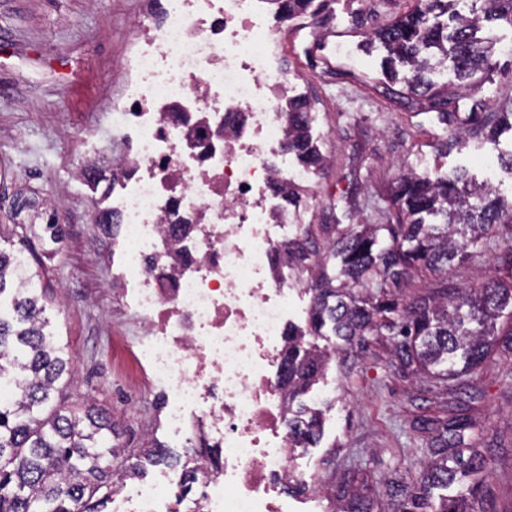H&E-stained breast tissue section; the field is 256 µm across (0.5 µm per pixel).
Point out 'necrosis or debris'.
Instances as JSON below:
<instances>
[{"label":"necrosis or debris","mask_w":512,"mask_h":512,"mask_svg":"<svg viewBox=\"0 0 512 512\" xmlns=\"http://www.w3.org/2000/svg\"><path fill=\"white\" fill-rule=\"evenodd\" d=\"M281 16L269 0H147L131 22L127 92L113 110L130 152L99 219L122 229L120 274L168 392L176 437L198 434L197 496L138 485L129 512H293L305 480L283 408L282 359L296 290L281 262L291 165L290 76L269 64Z\"/></svg>","instance_id":"1"}]
</instances>
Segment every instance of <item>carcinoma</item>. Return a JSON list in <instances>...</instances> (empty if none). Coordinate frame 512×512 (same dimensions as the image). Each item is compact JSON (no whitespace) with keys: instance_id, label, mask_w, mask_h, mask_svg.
<instances>
[{"instance_id":"1","label":"carcinoma","mask_w":512,"mask_h":512,"mask_svg":"<svg viewBox=\"0 0 512 512\" xmlns=\"http://www.w3.org/2000/svg\"><path fill=\"white\" fill-rule=\"evenodd\" d=\"M290 17L317 13L315 0H274ZM512 28V0H415V7L377 28L374 38L388 51L393 91L407 112L434 113L454 143L512 129V107L502 112L466 110L460 102L497 68L495 44L480 32L486 22ZM452 71L455 88L438 77ZM288 144L306 169L323 158L312 144V112L306 101L288 100ZM382 224H307L288 242L291 269L312 272L307 330H288L283 379L288 391V431L303 446L322 436L319 416L295 400L320 377L330 358L305 336H333L339 354L368 337L389 342L393 364L407 375L439 384L451 402L444 418L420 417L427 432V464L414 477L384 481L397 512H497L483 506L479 486L489 477L480 430L470 405L484 393L475 385L486 359L512 358V201L465 169L450 174L400 175L388 187ZM34 236L60 240L56 224H1L0 238ZM328 240L314 259L319 238ZM503 273L478 287L461 288L448 269L470 263L490 248ZM18 261L0 250V512H102L113 476L138 475L134 467L112 469V419L95 403L84 411L53 401L74 357L48 331L44 295L33 275L19 281ZM431 280L425 294L410 297L404 286L418 272ZM467 481L466 492L435 495ZM334 512H374L361 471L347 469L328 488Z\"/></svg>"}]
</instances>
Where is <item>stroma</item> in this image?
<instances>
[{"label":"stroma","instance_id":"1","mask_svg":"<svg viewBox=\"0 0 512 512\" xmlns=\"http://www.w3.org/2000/svg\"><path fill=\"white\" fill-rule=\"evenodd\" d=\"M144 0H0V224H38L39 201L59 215L63 235L55 250L38 238H0L36 274L48 299L45 314L75 363L62 389L67 404L90 400L112 414L111 436L120 466L153 443L185 457L168 430L167 394L144 385V360L128 345L143 328L123 298L109 257L115 241L101 236L94 216L112 189L72 180L85 154L112 140L108 100L120 99L131 49L130 22ZM414 0H329L327 20L304 19L281 29L275 60L287 68L314 117L312 137L328 164L304 184L295 222L378 224L371 197L384 193L404 169L449 173L464 168L512 196V171L497 155L512 150V133L497 144L468 139L441 151L444 127L435 115H414L386 97L382 44H368L375 28L408 12ZM492 81L478 87L464 107L502 111L512 101V52L498 57ZM487 388L471 415L482 431L491 474L486 488L499 512H512V361L493 359L476 377ZM322 413L324 436L302 449L307 484L298 489L297 512H330L321 484L347 468L361 470L374 488L375 512H390L381 481L417 475L426 462L423 434L411 429L419 416L442 417L448 397L426 379L404 376L385 342L331 361L305 397Z\"/></svg>","mask_w":512,"mask_h":512}]
</instances>
